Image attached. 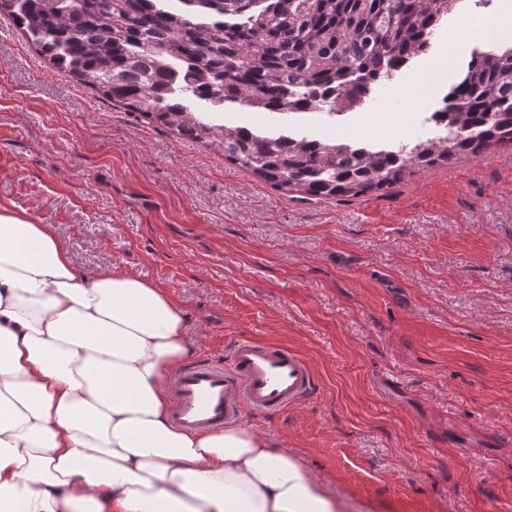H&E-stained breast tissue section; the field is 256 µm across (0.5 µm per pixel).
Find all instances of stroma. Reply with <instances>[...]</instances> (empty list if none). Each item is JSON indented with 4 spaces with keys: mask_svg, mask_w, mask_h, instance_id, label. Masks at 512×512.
Instances as JSON below:
<instances>
[{
    "mask_svg": "<svg viewBox=\"0 0 512 512\" xmlns=\"http://www.w3.org/2000/svg\"><path fill=\"white\" fill-rule=\"evenodd\" d=\"M426 64L373 86L352 133L427 137L441 97L407 93ZM217 118L319 136L326 115ZM0 201L56 225L83 270L163 288L193 360L241 339L304 355L312 392L237 423L354 512H512V146L385 194L285 196L59 75L0 17Z\"/></svg>",
    "mask_w": 512,
    "mask_h": 512,
    "instance_id": "35a3bbf8",
    "label": "stroma"
}]
</instances>
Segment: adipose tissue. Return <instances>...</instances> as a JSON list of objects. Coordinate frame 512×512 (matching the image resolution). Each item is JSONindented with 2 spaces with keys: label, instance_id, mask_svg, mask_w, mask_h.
<instances>
[{
  "label": "adipose tissue",
  "instance_id": "adipose-tissue-1",
  "mask_svg": "<svg viewBox=\"0 0 512 512\" xmlns=\"http://www.w3.org/2000/svg\"><path fill=\"white\" fill-rule=\"evenodd\" d=\"M458 50L413 77L414 99ZM191 354L165 290L82 270L55 225L0 203V512H342L252 430L174 424L169 380Z\"/></svg>",
  "mask_w": 512,
  "mask_h": 512
}]
</instances>
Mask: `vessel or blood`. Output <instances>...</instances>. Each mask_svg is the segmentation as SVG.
Wrapping results in <instances>:
<instances>
[{
    "mask_svg": "<svg viewBox=\"0 0 512 512\" xmlns=\"http://www.w3.org/2000/svg\"><path fill=\"white\" fill-rule=\"evenodd\" d=\"M313 386L311 367L297 351L241 340L228 364L201 362L179 369L173 379V419L190 430H220L247 408L288 410Z\"/></svg>",
    "mask_w": 512,
    "mask_h": 512,
    "instance_id": "b4317fda",
    "label": "vessel or blood"
}]
</instances>
